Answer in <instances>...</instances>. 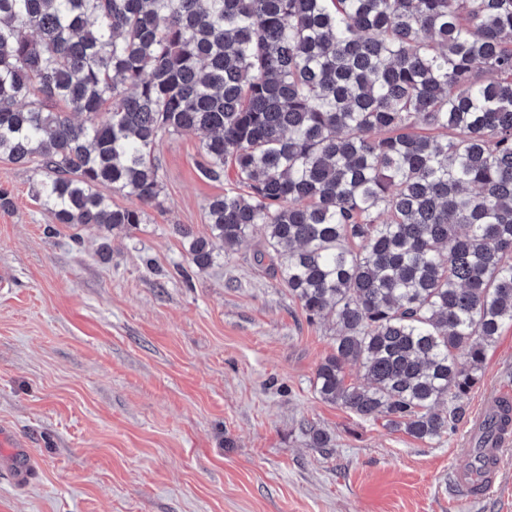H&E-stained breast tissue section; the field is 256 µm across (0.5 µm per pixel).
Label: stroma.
Instances as JSON below:
<instances>
[{
    "mask_svg": "<svg viewBox=\"0 0 512 512\" xmlns=\"http://www.w3.org/2000/svg\"><path fill=\"white\" fill-rule=\"evenodd\" d=\"M200 141L159 142V203L127 235L48 233L35 174L0 160V428L35 469L21 486L0 464V512H512V446L467 504L448 476L469 421L420 440L320 399L335 327L307 321L256 239L183 278L176 227L206 234L227 186L200 175ZM481 373L472 412L512 389V326Z\"/></svg>",
    "mask_w": 512,
    "mask_h": 512,
    "instance_id": "35a3bbf8",
    "label": "stroma"
}]
</instances>
